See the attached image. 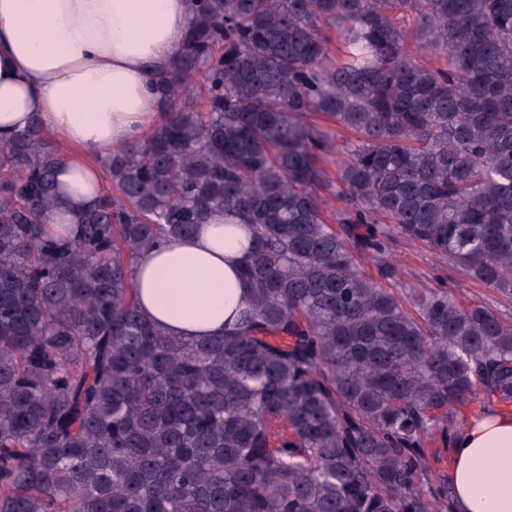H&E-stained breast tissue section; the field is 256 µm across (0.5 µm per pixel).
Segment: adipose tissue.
<instances>
[{
	"label": "adipose tissue",
	"instance_id": "obj_1",
	"mask_svg": "<svg viewBox=\"0 0 512 512\" xmlns=\"http://www.w3.org/2000/svg\"><path fill=\"white\" fill-rule=\"evenodd\" d=\"M191 21L190 0H0V140L39 118L62 146L63 196L93 201L102 184L87 156L104 159L158 123L151 73L181 52ZM252 245L246 225L217 211L192 236L142 252L140 308L173 336L223 335L248 299ZM446 473L454 512H512V409L468 418L448 441Z\"/></svg>",
	"mask_w": 512,
	"mask_h": 512
}]
</instances>
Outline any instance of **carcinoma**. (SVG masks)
<instances>
[{
	"instance_id": "1",
	"label": "carcinoma",
	"mask_w": 512,
	"mask_h": 512,
	"mask_svg": "<svg viewBox=\"0 0 512 512\" xmlns=\"http://www.w3.org/2000/svg\"><path fill=\"white\" fill-rule=\"evenodd\" d=\"M151 88L62 232L55 142H0V512H453L431 444L512 405V317L401 296L384 258L512 295V0H196ZM216 209L255 239L250 305L186 341L131 269Z\"/></svg>"
}]
</instances>
